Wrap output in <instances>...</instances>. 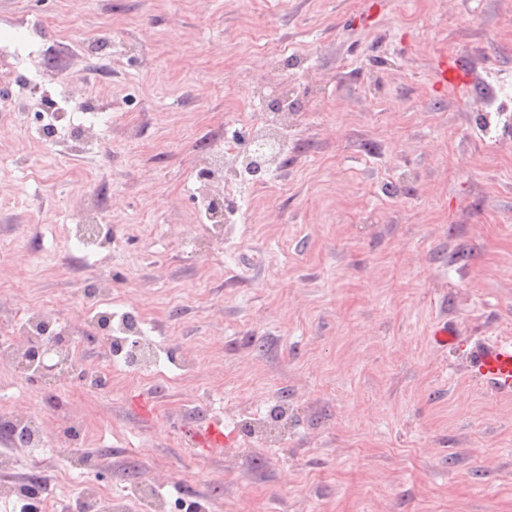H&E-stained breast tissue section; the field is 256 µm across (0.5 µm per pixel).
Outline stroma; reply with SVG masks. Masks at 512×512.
I'll return each mask as SVG.
<instances>
[{"mask_svg": "<svg viewBox=\"0 0 512 512\" xmlns=\"http://www.w3.org/2000/svg\"><path fill=\"white\" fill-rule=\"evenodd\" d=\"M444 55L469 86H436ZM270 123L267 182L232 178ZM103 279L153 367L92 328ZM31 304L77 366L0 365V417L48 436L0 435V482L128 512H512V393L469 353L512 341V0H0V329ZM444 320L459 346L432 344ZM217 420L233 444L197 456ZM0 424L2 428L12 432L17 445L30 448L34 454H38L45 447L47 438L36 418L27 417L17 422L2 419ZM85 504L88 506L86 510L98 511L107 508L108 512H123L124 505L122 502L113 501L112 494L107 492L104 487H91L85 496Z\"/></svg>", "mask_w": 512, "mask_h": 512, "instance_id": "35a3bbf8", "label": "stroma"}]
</instances>
